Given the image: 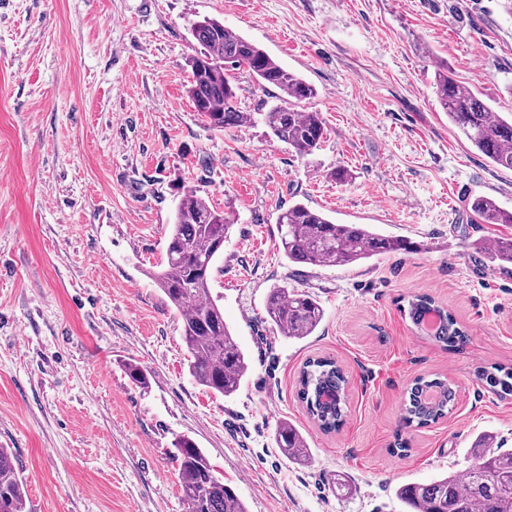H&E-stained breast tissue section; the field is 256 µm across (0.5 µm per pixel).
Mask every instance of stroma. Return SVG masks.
<instances>
[{
	"label": "stroma",
	"mask_w": 512,
	"mask_h": 512,
	"mask_svg": "<svg viewBox=\"0 0 512 512\" xmlns=\"http://www.w3.org/2000/svg\"><path fill=\"white\" fill-rule=\"evenodd\" d=\"M203 16L315 87L304 108L326 135L312 155L262 123L217 131L197 116L187 60ZM440 61L512 112V0H0V448L27 484L26 512H186L183 435L247 512H404L401 485L464 470L480 437L512 448V397L476 375L512 366V268L477 252L512 238V224L474 223L468 209L486 195L511 211L512 171L450 125L433 87ZM235 78L241 111L278 104L277 89ZM190 190L233 222L212 295L249 369L228 397L190 375L181 316L153 278ZM296 202L418 249L288 262L276 219ZM277 284L321 304L314 336L264 324ZM418 292L454 314L464 346L417 332L403 308ZM317 356L349 380L331 435L296 395ZM432 374L453 383V410L403 427L407 388ZM283 421L306 438L307 464L276 448ZM399 436L408 450L394 456Z\"/></svg>",
	"instance_id": "stroma-1"
}]
</instances>
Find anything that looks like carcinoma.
I'll list each match as a JSON object with an SVG mask.
<instances>
[{"instance_id":"carcinoma-1","label":"carcinoma","mask_w":512,"mask_h":512,"mask_svg":"<svg viewBox=\"0 0 512 512\" xmlns=\"http://www.w3.org/2000/svg\"><path fill=\"white\" fill-rule=\"evenodd\" d=\"M191 34L202 51L189 59L188 95L202 121L219 130L254 121L253 113L239 110L232 82V72L245 70L280 92V104L263 113L271 135L299 156L318 148L324 134L321 115L299 109L302 102L316 96L310 83L218 18L195 21ZM434 85L448 121L495 167L512 171V116L497 112L444 65L436 68ZM471 211L479 224H512V211L489 196L475 197ZM277 224L279 251L294 264L346 267L414 250L406 239L380 234L368 224H338L304 203L281 212ZM231 228L228 213L194 192L185 194L171 224L166 263L154 275L158 288L181 315L190 373L198 384L224 396L238 390L248 371L247 356L210 291L216 260L223 251L217 243L226 241ZM480 252L506 269L512 265V238L500 239ZM265 311L267 322L282 335L298 340L314 335L324 319L315 298L279 284L270 288ZM403 311L414 325L426 312H435L441 325L429 339L439 346L459 347L466 342L463 326L427 294L409 297ZM477 376L500 397L512 395V368L482 367ZM346 387L347 377L334 360L318 358L305 363L298 379V397L321 431L332 433L343 425ZM454 399L448 379L418 377L408 390L403 422L408 427H424L443 419ZM274 443L286 458L300 464L310 457L306 438L291 423L278 425ZM175 448L188 512H246L235 491L215 476L213 465L192 438H180ZM471 459L459 474L400 486L397 498L406 512H512V451L492 447V438L485 437L472 448ZM26 497V483L13 452L0 448V512H25Z\"/></svg>"}]
</instances>
